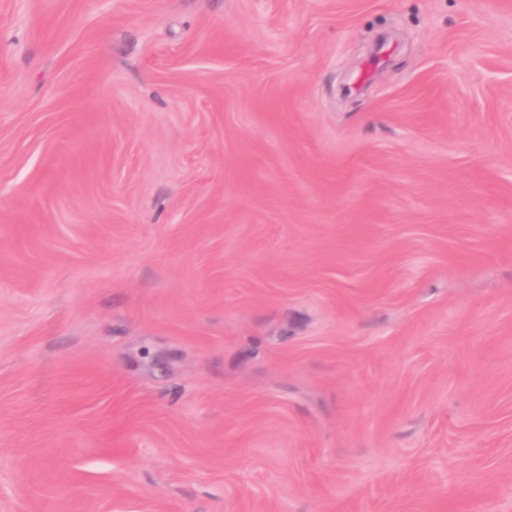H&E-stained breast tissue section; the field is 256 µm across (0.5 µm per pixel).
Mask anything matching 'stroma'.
I'll use <instances>...</instances> for the list:
<instances>
[{
    "label": "stroma",
    "mask_w": 512,
    "mask_h": 512,
    "mask_svg": "<svg viewBox=\"0 0 512 512\" xmlns=\"http://www.w3.org/2000/svg\"><path fill=\"white\" fill-rule=\"evenodd\" d=\"M0 512H512V0H0Z\"/></svg>",
    "instance_id": "obj_1"
}]
</instances>
